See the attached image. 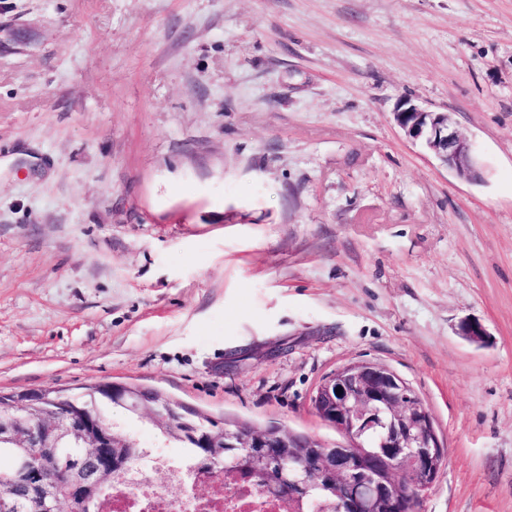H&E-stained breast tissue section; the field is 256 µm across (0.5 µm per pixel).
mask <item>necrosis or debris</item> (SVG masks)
Returning <instances> with one entry per match:
<instances>
[{
    "label": "necrosis or debris",
    "mask_w": 512,
    "mask_h": 512,
    "mask_svg": "<svg viewBox=\"0 0 512 512\" xmlns=\"http://www.w3.org/2000/svg\"><path fill=\"white\" fill-rule=\"evenodd\" d=\"M168 473L157 485V471ZM99 512H284L278 498L247 483L223 484L207 473L192 472L166 449L149 448L129 463L104 491Z\"/></svg>",
    "instance_id": "necrosis-or-debris-1"
}]
</instances>
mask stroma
<instances>
[{
  "label": "stroma",
  "instance_id": "1",
  "mask_svg": "<svg viewBox=\"0 0 512 512\" xmlns=\"http://www.w3.org/2000/svg\"><path fill=\"white\" fill-rule=\"evenodd\" d=\"M358 361L446 449L418 512H512V0H0V390L343 447L311 397ZM394 115L405 135L423 142L447 168L467 180L478 178L475 147L454 128L447 112L429 111L405 101Z\"/></svg>",
  "mask_w": 512,
  "mask_h": 512
}]
</instances>
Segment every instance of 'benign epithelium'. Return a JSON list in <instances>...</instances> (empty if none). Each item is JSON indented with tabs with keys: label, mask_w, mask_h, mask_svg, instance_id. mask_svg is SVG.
<instances>
[{
	"label": "benign epithelium",
	"mask_w": 512,
	"mask_h": 512,
	"mask_svg": "<svg viewBox=\"0 0 512 512\" xmlns=\"http://www.w3.org/2000/svg\"><path fill=\"white\" fill-rule=\"evenodd\" d=\"M395 119L408 138L423 142L458 176L478 178L475 147L454 128L448 113L405 101L395 112ZM459 330L473 342L487 336L485 327L471 319L462 320ZM338 387L342 388L339 393ZM102 389L133 411L143 410L129 386L104 382ZM312 400L322 408L321 419L352 439V446L331 447L315 437H299L283 428L270 433L226 427L207 435V457L220 465L225 455L237 456L243 448L255 458L267 460L278 459L283 450L296 448L298 478L293 487L301 491L322 485L334 487L336 495L344 496L348 512H404L406 501L420 500L432 487L442 470L439 458L443 448L427 404L395 371L374 362L346 364L323 379ZM49 401V391L31 392L1 411L0 441L25 453L31 447L35 426L25 424L21 416L35 409L38 427L46 431L47 447L69 442L88 449L95 462L94 477L82 474L68 478L62 486L48 484L40 480V473L50 467L51 461L25 459L12 471L0 472V512L15 509L10 490L18 484L28 485L39 495V512H61V505H71L83 494L91 496L101 491L111 477V436L90 417L67 420L66 415L47 406ZM150 412L154 424L166 429L174 427L179 408L163 401L152 406ZM376 427L383 431V448L372 455L364 450L361 437Z\"/></svg>",
	"instance_id": "1"
}]
</instances>
